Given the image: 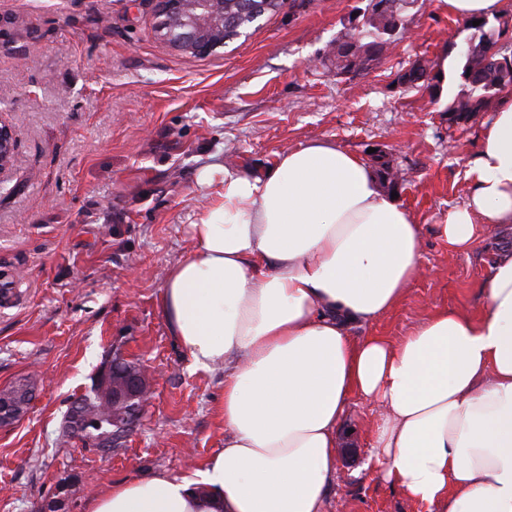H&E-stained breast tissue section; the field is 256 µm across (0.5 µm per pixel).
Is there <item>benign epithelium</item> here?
<instances>
[{
    "label": "benign epithelium",
    "instance_id": "7a95c632",
    "mask_svg": "<svg viewBox=\"0 0 512 512\" xmlns=\"http://www.w3.org/2000/svg\"><path fill=\"white\" fill-rule=\"evenodd\" d=\"M161 21L156 34L181 51L194 56H208L224 46V24L231 20L240 0H156ZM14 153L11 129L0 123V175L6 172ZM148 376L126 371L112 382V406L118 414L117 424L127 429L140 413L148 398ZM32 402L30 395H0V426L19 420Z\"/></svg>",
    "mask_w": 512,
    "mask_h": 512
}]
</instances>
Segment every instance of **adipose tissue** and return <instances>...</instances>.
Wrapping results in <instances>:
<instances>
[{
	"instance_id": "1",
	"label": "adipose tissue",
	"mask_w": 512,
	"mask_h": 512,
	"mask_svg": "<svg viewBox=\"0 0 512 512\" xmlns=\"http://www.w3.org/2000/svg\"><path fill=\"white\" fill-rule=\"evenodd\" d=\"M469 175L441 227L459 250L477 225L512 224V93ZM198 180L218 190L161 310L196 367L224 369V447L194 478L117 484L90 512H324L354 395L380 408L369 461L385 483L428 512H512V255L478 316L438 308L398 341L356 339L423 270L419 224L366 163L316 141Z\"/></svg>"
}]
</instances>
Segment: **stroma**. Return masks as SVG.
Returning a JSON list of instances; mask_svg holds the SVG:
<instances>
[{"label":"stroma","instance_id":"35a3bbf8","mask_svg":"<svg viewBox=\"0 0 512 512\" xmlns=\"http://www.w3.org/2000/svg\"><path fill=\"white\" fill-rule=\"evenodd\" d=\"M365 0H303L262 17L206 57L155 34V0H0V123L12 166L0 176V388L29 378L35 397L0 427V512H89L92 495L156 471L194 477L224 446V371L199 369L171 336L160 298L169 268L215 187L200 171L262 173L278 155L325 141L386 154L398 201L421 229L423 273L388 313L352 330L398 340L436 307L478 313L481 282L512 224L455 250L440 227L464 204L468 171L493 111L449 122L462 88V21L417 0L407 32L359 75L328 74L320 54ZM440 75L439 101L397 76ZM140 362L150 400L121 448L104 456L63 432L72 399L103 361ZM373 404L352 397L340 421L326 512H425L368 466Z\"/></svg>","mask_w":512,"mask_h":512}]
</instances>
